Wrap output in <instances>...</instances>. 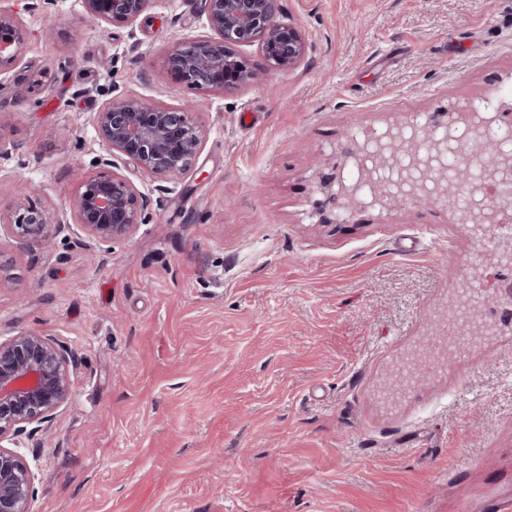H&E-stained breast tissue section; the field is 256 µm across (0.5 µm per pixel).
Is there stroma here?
<instances>
[{"mask_svg":"<svg viewBox=\"0 0 512 512\" xmlns=\"http://www.w3.org/2000/svg\"><path fill=\"white\" fill-rule=\"evenodd\" d=\"M198 0L101 31L80 0H0L20 20L0 72V207H46L51 246L0 227V339L75 358L68 405L19 447L32 512H512V327L379 391L477 283L447 206L338 214L320 175L360 130L448 123L490 99L512 124V0H281L308 51L221 94L167 75ZM192 103L200 151L136 176L93 118L111 98ZM113 159L144 224L85 246L70 202Z\"/></svg>","mask_w":512,"mask_h":512,"instance_id":"stroma-1","label":"stroma"}]
</instances>
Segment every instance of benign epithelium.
I'll list each match as a JSON object with an SVG mask.
<instances>
[{"instance_id": "7a95c632", "label": "benign epithelium", "mask_w": 512, "mask_h": 512, "mask_svg": "<svg viewBox=\"0 0 512 512\" xmlns=\"http://www.w3.org/2000/svg\"><path fill=\"white\" fill-rule=\"evenodd\" d=\"M87 16L105 25L132 23L151 5V0H82ZM199 14L206 32L172 47L165 69L176 80L204 92L222 93L249 84L255 77L239 49L257 44L267 66L274 70L295 68L307 53L302 32L283 20L280 0H200ZM11 32L0 39V67L11 64L24 42L16 16L0 10V31ZM495 116H477L464 125L453 123L414 124V135L403 134L405 124L396 122L354 143L345 158L358 168V178L346 180L332 173L329 184L346 209L366 204L386 206L400 203L440 202L433 196L399 199L376 183L372 173L392 167L410 156L417 160L432 154L442 157L452 151L457 175L448 178V166L429 167L428 178L444 193L462 202L463 222L482 240L495 244L487 269V285L481 303L489 300L512 306V281L501 279L496 267L512 257V130L500 136L492 131ZM98 135L112 151L132 163L136 172L152 177L184 173L202 145V133L189 106L172 107L137 96H120L95 113ZM494 146L491 168L480 178L470 174L480 142ZM105 170L83 179L72 199L74 225L98 247L130 236L145 222L148 200L126 175ZM0 223L11 226L25 242L48 244L52 230H60V219L33 206L0 211ZM70 350L35 330L0 340V512H31L36 496L35 476L17 450L18 439L43 430L70 398Z\"/></svg>"}]
</instances>
